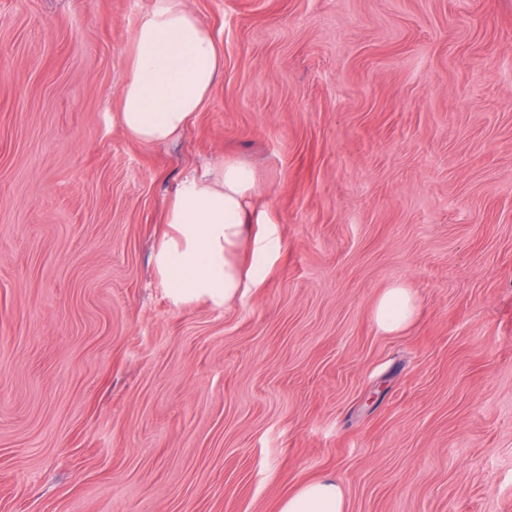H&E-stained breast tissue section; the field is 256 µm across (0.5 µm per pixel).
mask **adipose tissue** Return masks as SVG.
Returning <instances> with one entry per match:
<instances>
[{"mask_svg":"<svg viewBox=\"0 0 512 512\" xmlns=\"http://www.w3.org/2000/svg\"><path fill=\"white\" fill-rule=\"evenodd\" d=\"M221 68L214 38L183 0H155L139 21L130 53L118 113L123 131L146 144L174 140L208 100ZM255 191L253 170L235 161L221 162L174 190L154 267L175 301L204 299L221 306L255 286L254 269L235 259L237 248L254 224L267 227L253 237L255 253L267 255L276 247L269 214L250 205ZM416 310L414 293L396 284L379 296L372 317L380 331L395 333L412 323ZM346 508L341 485L329 476L303 484L281 502L279 512Z\"/></svg>","mask_w":512,"mask_h":512,"instance_id":"ef3b65f1","label":"adipose tissue"}]
</instances>
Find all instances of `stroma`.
Masks as SVG:
<instances>
[{
    "label": "stroma",
    "mask_w": 512,
    "mask_h": 512,
    "mask_svg": "<svg viewBox=\"0 0 512 512\" xmlns=\"http://www.w3.org/2000/svg\"><path fill=\"white\" fill-rule=\"evenodd\" d=\"M224 65L117 121L154 0H0V512H512V0H184ZM235 160L278 247L223 307L152 255ZM415 322L377 330L385 288ZM416 310L417 299L414 293L401 284H395L379 296L372 317L380 331L395 333L412 323ZM344 491L335 477L329 476L303 484L285 498L279 512H346Z\"/></svg>",
    "instance_id": "stroma-1"
}]
</instances>
